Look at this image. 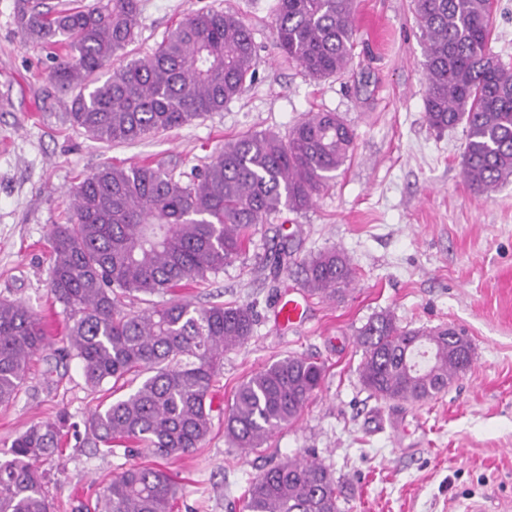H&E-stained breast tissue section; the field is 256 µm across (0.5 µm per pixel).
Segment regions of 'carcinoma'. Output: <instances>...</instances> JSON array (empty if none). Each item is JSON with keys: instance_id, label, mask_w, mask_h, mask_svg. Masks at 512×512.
Returning a JSON list of instances; mask_svg holds the SVG:
<instances>
[{"instance_id": "carcinoma-1", "label": "carcinoma", "mask_w": 512, "mask_h": 512, "mask_svg": "<svg viewBox=\"0 0 512 512\" xmlns=\"http://www.w3.org/2000/svg\"><path fill=\"white\" fill-rule=\"evenodd\" d=\"M141 0L85 6L15 0L14 24L27 42L50 49L52 84L70 95L62 121L104 143L131 142L181 127L236 98L256 75L257 49L236 14L195 12L155 52L112 67L134 42ZM275 43L314 80L353 59L356 0H277ZM494 0H414L423 39L425 112L436 129L463 126L462 172L479 194L512 179V67L489 48ZM353 130L334 112L299 121L283 138L258 132L224 142L185 183L159 163L105 164L70 193L66 224L49 229L54 302L69 320L59 359H76L88 386L136 387L99 404L85 443L110 452L133 443L165 458L201 447L213 424L214 387L224 353L254 334L249 304L194 307L171 299L138 313L135 294L164 295L207 281L250 243L256 226L282 207L309 208L353 152ZM305 284L326 298L354 279L334 248L304 263ZM360 378L386 401H430L472 362L464 332L408 330L389 314L359 331ZM48 345L39 318L0 299V406L26 382ZM132 379H127V376ZM323 380V366L289 355L252 373L224 410V433L243 450L260 448L293 424ZM68 417L34 424L0 458V512H50L37 462L60 450ZM330 469L305 458L275 464L248 484L242 512H339ZM176 484L160 469L134 465L111 480L100 512H173Z\"/></svg>"}]
</instances>
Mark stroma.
I'll return each mask as SVG.
<instances>
[{"mask_svg": "<svg viewBox=\"0 0 512 512\" xmlns=\"http://www.w3.org/2000/svg\"><path fill=\"white\" fill-rule=\"evenodd\" d=\"M15 0H0V298L35 312L51 350L34 357L15 400L0 407V451L31 425L68 413L84 423L105 391L85 384L71 360L55 364L68 319L49 288L50 225L65 223V192L103 163H162L174 179L210 162L225 140L274 131L287 135L315 112H335L352 128V158L311 207L288 209L257 225L249 248L223 272L183 289L196 307L252 305L256 325L227 352L217 399L265 365L288 355L325 366L319 391L298 421L263 447H230L224 420L194 453L161 459L79 447L39 463L52 512H86L112 478L133 465L173 475L174 512H241L249 481L280 460L308 454L342 486L340 512H448L479 501L499 512L512 499V182L475 193L461 172L462 128L437 130L425 116L422 37L412 0H357L351 65L315 81L275 46L277 0H142L127 59L151 55L168 29L203 9L231 12L252 31L256 79L223 111L134 142L107 145L64 124L68 97L47 81L42 48L13 24ZM344 251L356 277L336 299L302 285L301 260ZM307 303L306 318L280 325L281 298ZM382 312L405 328L453 325L474 347L467 372L425 403L370 397L359 380L357 331Z\"/></svg>", "mask_w": 512, "mask_h": 512, "instance_id": "stroma-1", "label": "stroma"}]
</instances>
